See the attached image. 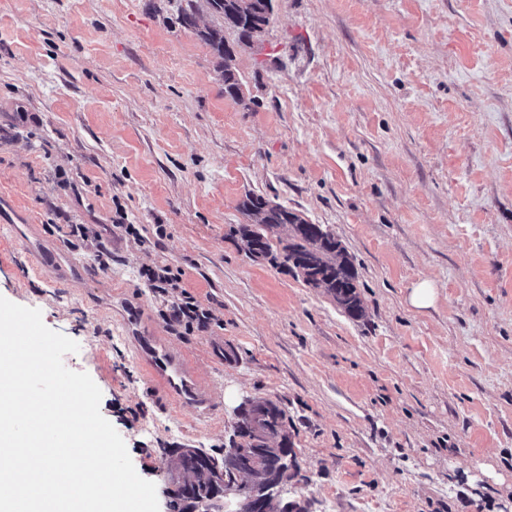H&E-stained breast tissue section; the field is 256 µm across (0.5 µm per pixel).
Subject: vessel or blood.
Masks as SVG:
<instances>
[{
  "label": "vessel or blood",
  "mask_w": 512,
  "mask_h": 512,
  "mask_svg": "<svg viewBox=\"0 0 512 512\" xmlns=\"http://www.w3.org/2000/svg\"><path fill=\"white\" fill-rule=\"evenodd\" d=\"M141 311V306L136 304L126 305L124 309L126 325L135 333L142 379L162 388L169 408L212 411L214 403L198 380L189 356L173 348L165 337L138 332Z\"/></svg>",
  "instance_id": "vessel-or-blood-1"
}]
</instances>
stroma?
<instances>
[{"mask_svg":"<svg viewBox=\"0 0 512 512\" xmlns=\"http://www.w3.org/2000/svg\"><path fill=\"white\" fill-rule=\"evenodd\" d=\"M185 5L0 0V197L83 270L37 269L0 228V296L78 343L63 363L100 388L160 512L166 450H223L249 398L285 409L284 496L306 512H512V0H273L236 52L238 99L198 35L217 17L188 27ZM249 193L334 233L364 318L248 257L231 230ZM61 224L110 228V267ZM162 265L205 331L164 320L139 277ZM426 279L435 303L413 307ZM121 289L223 391L210 414L143 382Z\"/></svg>","mask_w":512,"mask_h":512,"instance_id":"35a3bbf8","label":"stroma"}]
</instances>
